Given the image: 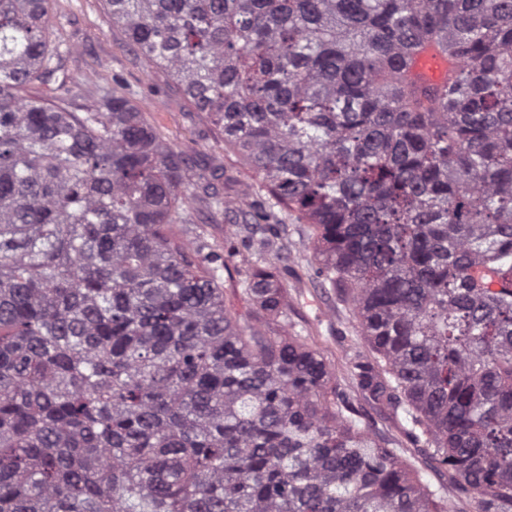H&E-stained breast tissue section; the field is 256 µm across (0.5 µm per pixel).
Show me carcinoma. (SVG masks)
Returning <instances> with one entry per match:
<instances>
[{
	"label": "carcinoma",
	"instance_id": "cac0c4a2",
	"mask_svg": "<svg viewBox=\"0 0 512 512\" xmlns=\"http://www.w3.org/2000/svg\"><path fill=\"white\" fill-rule=\"evenodd\" d=\"M47 2L0 0V512H455L265 330L286 283L245 259L226 305L171 233L201 182L127 97L18 95L70 92ZM106 3L311 225L376 354L361 391L512 512V0ZM415 70L424 81L438 84L445 76L447 63L434 53H425L416 58Z\"/></svg>",
	"mask_w": 512,
	"mask_h": 512
}]
</instances>
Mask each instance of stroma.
I'll list each match as a JSON object with an SVG mask.
<instances>
[{
	"instance_id": "stroma-1",
	"label": "stroma",
	"mask_w": 512,
	"mask_h": 512,
	"mask_svg": "<svg viewBox=\"0 0 512 512\" xmlns=\"http://www.w3.org/2000/svg\"><path fill=\"white\" fill-rule=\"evenodd\" d=\"M49 14V38L59 44L61 66L75 80L69 98L72 111H89L100 94L117 91L140 108L166 143L181 151L189 174L212 176L211 192H197L188 200L172 231L218 254H225V243H232L227 269L217 272L225 301L243 306L237 268L243 258L265 251L268 264L288 285L287 317L271 320V327L287 326L293 335L316 345L334 366L336 386L356 409L360 427L382 446L398 449L404 463L460 512H477L476 500L460 481L425 454L423 442L407 436L403 416L360 393L356 365L375 355L344 296L318 276L315 262L306 254L308 225L278 212L288 238L284 258L279 255V239H266L252 227L254 209L268 204L261 176L225 150L224 137L208 114L195 111L163 70L136 55L124 30L113 25L104 0H50Z\"/></svg>"
}]
</instances>
